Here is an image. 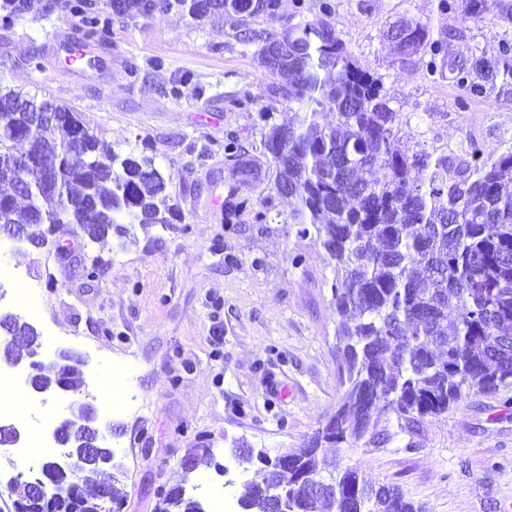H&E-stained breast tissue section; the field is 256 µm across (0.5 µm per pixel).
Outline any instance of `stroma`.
<instances>
[{
    "instance_id": "1",
    "label": "stroma",
    "mask_w": 512,
    "mask_h": 512,
    "mask_svg": "<svg viewBox=\"0 0 512 512\" xmlns=\"http://www.w3.org/2000/svg\"><path fill=\"white\" fill-rule=\"evenodd\" d=\"M332 3L340 38L381 78L410 147L456 150L466 134L485 156L512 151V80L470 99L450 74L429 73L417 56L399 59L384 38L413 19L444 38L450 64L494 59L512 44V0H496L481 22L440 11L438 0ZM79 27V18L58 12L20 21L0 44L10 57L0 74L74 107L119 155L152 158L179 216L146 230L129 225L102 242L57 224L42 246L8 243L0 266L23 273L41 304L33 326L58 338L40 360L61 350L82 360L81 388L50 395L54 419L88 401L116 429L111 444L127 478L122 499L103 500L104 512H155L160 489L180 482L189 449L212 448L220 463L229 438L272 453L296 448L333 414L347 390L331 305L335 267L314 236L289 223L294 201L273 188L261 133L266 123L293 120L298 106L272 94L260 42H239L231 24L199 26L175 11L116 18L110 48L76 73L64 46ZM156 58L163 68H153ZM177 80L181 97L165 95ZM231 133L256 164L245 182L228 173ZM230 193L249 202L232 224L222 206ZM116 363L125 367L118 388ZM116 399L129 410L113 411ZM323 456L359 464L428 512H501V501L512 500V387L463 398L424 419L414 438L399 435L382 448L345 444Z\"/></svg>"
}]
</instances>
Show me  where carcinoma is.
Returning a JSON list of instances; mask_svg holds the SVG:
<instances>
[{
    "instance_id": "1",
    "label": "carcinoma",
    "mask_w": 512,
    "mask_h": 512,
    "mask_svg": "<svg viewBox=\"0 0 512 512\" xmlns=\"http://www.w3.org/2000/svg\"><path fill=\"white\" fill-rule=\"evenodd\" d=\"M491 0H439L438 8L459 11L480 21ZM280 7V0H64L62 10L81 18L72 51L87 44H112V18L149 19L173 9L196 22L236 17L235 38L265 43L284 39L288 55L275 64L266 48L261 58L267 73L283 79L272 93L304 108L290 124H267L262 146L275 166L273 189L295 201L288 220L314 233L335 261L332 305L338 318L336 347L343 357V400L322 427L295 449L287 462H261L233 489L241 512H274L268 490L288 487V512H425L390 483L366 481L356 464L320 467L324 445L363 443L379 448L399 434H413L427 417L471 393L492 394L512 385V193L502 180L512 175V152L486 158L477 143L462 156L437 149L414 150L399 136L401 113L380 77L357 65L336 33L329 0L305 6L295 0L299 21L279 32H261L251 20ZM47 16L45 0H0V30L18 20ZM404 60L428 56L429 73L444 72L448 60L442 40L420 23L402 21L388 33ZM455 84L472 97L486 94L498 77L512 78V45L493 60L480 58L454 69ZM336 121L323 125L321 111ZM30 112H54L57 118L37 129L27 127ZM0 227L58 223L59 194L73 206L64 223L75 224L92 241L104 239L112 226L127 219L143 227L169 224L176 217L165 193L164 178L151 158H120L98 140L77 111L52 100H39L0 78ZM82 135L89 165L73 172L66 149ZM231 177L255 175L253 160L231 137L224 146ZM30 156L40 176L54 185L40 194L15 190L21 172L8 166L14 156ZM429 171L419 181L414 170ZM248 201L230 194L224 200L225 223L246 210ZM19 337L15 361L35 356L41 343L35 328L12 315L0 317V329ZM81 360L40 368L36 388L74 389ZM67 431L64 447L77 462V483L95 481L107 466V452L95 457L93 437L83 423L82 404ZM185 475L211 468L210 448H192ZM120 477L94 497L81 496V512H101L99 500L118 499ZM178 484L160 492L156 512H203L198 500L182 494Z\"/></svg>"
}]
</instances>
